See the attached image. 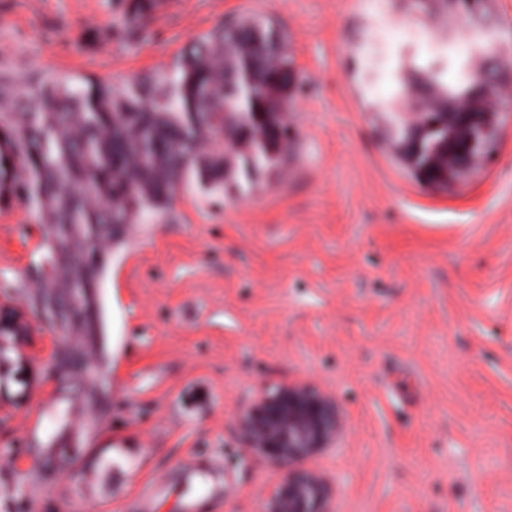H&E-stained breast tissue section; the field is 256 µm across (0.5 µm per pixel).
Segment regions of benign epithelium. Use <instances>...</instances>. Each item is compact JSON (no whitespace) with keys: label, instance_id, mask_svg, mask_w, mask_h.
I'll list each match as a JSON object with an SVG mask.
<instances>
[{"label":"benign epithelium","instance_id":"benign-epithelium-1","mask_svg":"<svg viewBox=\"0 0 512 512\" xmlns=\"http://www.w3.org/2000/svg\"><path fill=\"white\" fill-rule=\"evenodd\" d=\"M472 102L483 105L481 136L487 138L497 103L477 94ZM474 112L461 108L432 115L410 98L406 122L411 127L408 146L414 157L426 155L422 166L428 180L448 181L464 162H474L482 143L474 134ZM32 325L8 304L0 305V349L5 350L31 335ZM237 424L252 453L287 468L311 459L336 444L341 417L335 400L308 385L282 383L256 400L237 417ZM331 488L321 477L295 469L271 493L265 512H332Z\"/></svg>","mask_w":512,"mask_h":512}]
</instances>
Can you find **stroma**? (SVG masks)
<instances>
[{
	"mask_svg": "<svg viewBox=\"0 0 512 512\" xmlns=\"http://www.w3.org/2000/svg\"><path fill=\"white\" fill-rule=\"evenodd\" d=\"M120 12L0 0V67L120 87L259 16L294 65V140L223 205L185 192L167 223L113 227L65 331L40 314L47 228L0 200V302L33 326L0 355V512H263L286 471L236 417L284 382L342 415L303 463L333 512H512V58L478 160L426 186L365 57L375 31L429 58L405 0H153L117 43Z\"/></svg>",
	"mask_w": 512,
	"mask_h": 512,
	"instance_id": "obj_1",
	"label": "stroma"
}]
</instances>
